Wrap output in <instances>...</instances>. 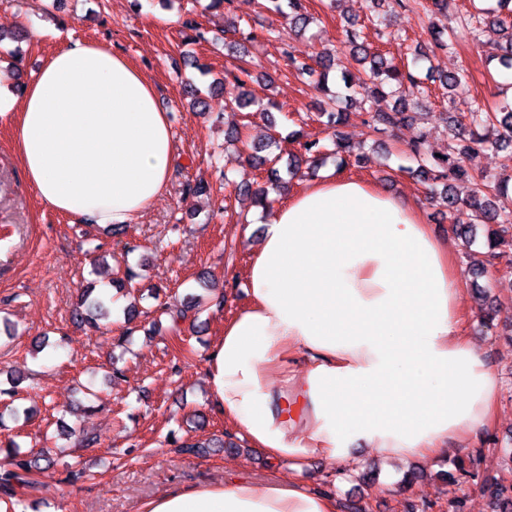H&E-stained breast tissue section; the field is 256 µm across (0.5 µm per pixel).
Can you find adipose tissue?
Segmentation results:
<instances>
[{
  "mask_svg": "<svg viewBox=\"0 0 512 512\" xmlns=\"http://www.w3.org/2000/svg\"><path fill=\"white\" fill-rule=\"evenodd\" d=\"M14 138L41 202L125 225L167 190L174 159L152 82L109 44L71 40L36 72ZM206 380L225 423L302 471L364 445L390 460L479 443L499 384L464 336L463 281L410 206L343 177L306 184L269 218ZM141 512H338L333 488L246 479L177 488Z\"/></svg>",
  "mask_w": 512,
  "mask_h": 512,
  "instance_id": "1",
  "label": "adipose tissue"
}]
</instances>
